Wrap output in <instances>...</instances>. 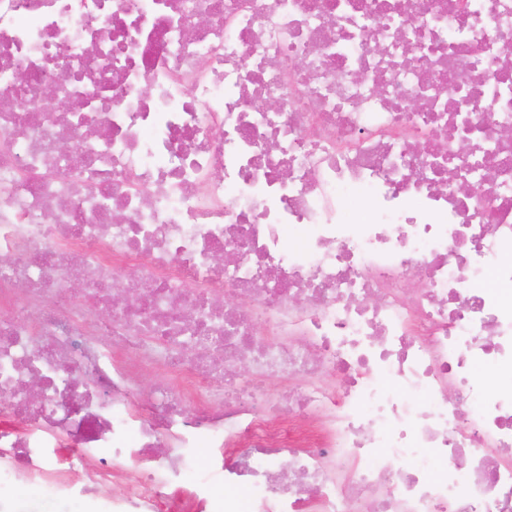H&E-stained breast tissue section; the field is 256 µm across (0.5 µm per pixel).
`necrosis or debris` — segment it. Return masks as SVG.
<instances>
[{
    "label": "necrosis or debris",
    "instance_id": "necrosis-or-debris-1",
    "mask_svg": "<svg viewBox=\"0 0 512 512\" xmlns=\"http://www.w3.org/2000/svg\"><path fill=\"white\" fill-rule=\"evenodd\" d=\"M3 99L0 487L512 512V0H0Z\"/></svg>",
    "mask_w": 512,
    "mask_h": 512
}]
</instances>
